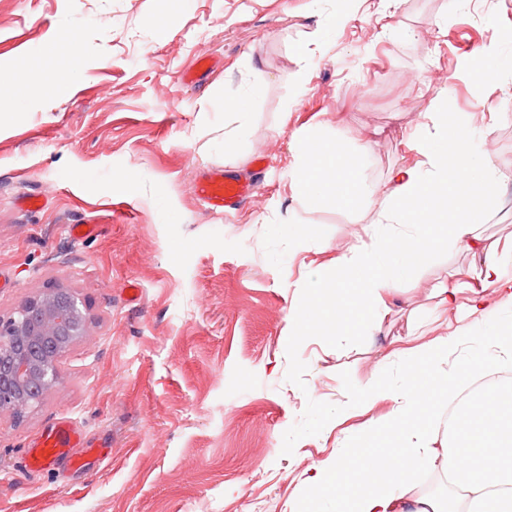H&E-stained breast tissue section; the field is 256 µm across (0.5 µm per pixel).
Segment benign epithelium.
Segmentation results:
<instances>
[{
    "instance_id": "obj_1",
    "label": "benign epithelium",
    "mask_w": 512,
    "mask_h": 512,
    "mask_svg": "<svg viewBox=\"0 0 512 512\" xmlns=\"http://www.w3.org/2000/svg\"><path fill=\"white\" fill-rule=\"evenodd\" d=\"M90 316L71 289L56 285L29 297L13 314L0 316V413L15 417L33 406L37 394L61 380L57 363L35 351L56 344L66 354L88 334Z\"/></svg>"
}]
</instances>
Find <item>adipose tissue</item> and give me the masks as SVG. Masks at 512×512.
<instances>
[{
	"label": "adipose tissue",
	"mask_w": 512,
	"mask_h": 512,
	"mask_svg": "<svg viewBox=\"0 0 512 512\" xmlns=\"http://www.w3.org/2000/svg\"><path fill=\"white\" fill-rule=\"evenodd\" d=\"M424 118L421 161L391 171L363 239L338 255L330 270L302 281L288 303L289 333L302 339L335 336L352 326L378 330L409 264L460 246L470 257L472 280L436 288V305L454 306L468 290L467 313L483 330L487 356L511 365L512 335L487 310L483 292L494 285L512 300V279L504 276L512 249L498 248L479 229L507 173L491 163L485 133L464 116L452 120L431 111ZM368 150V141L358 138L296 131L290 186L316 204L354 207L362 193L360 159ZM465 339L462 332L437 337L429 350L408 356L399 383L369 390V399L393 402L392 412L381 429L360 434L362 454L342 446L305 471L303 512L329 496L338 512H512V383L476 394L452 429L434 430L439 397L449 388L448 357ZM424 466L442 474L447 494L415 491L411 477Z\"/></svg>",
	"instance_id": "adipose-tissue-1"
}]
</instances>
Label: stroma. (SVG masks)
<instances>
[{
  "instance_id": "stroma-1",
  "label": "stroma",
  "mask_w": 512,
  "mask_h": 512,
  "mask_svg": "<svg viewBox=\"0 0 512 512\" xmlns=\"http://www.w3.org/2000/svg\"><path fill=\"white\" fill-rule=\"evenodd\" d=\"M161 3L0 0V64L37 86L81 61L76 82L0 122V315L61 280L93 321L61 384L21 417L0 416V512H290L300 471L393 409H358L359 396L396 381L401 354L467 323L466 295L448 310L433 298L471 276L456 246L411 269L377 335L290 339L291 283L329 270L374 214L363 199L296 195L289 143L301 128L369 138L361 176L378 195L392 167L419 161L423 112L450 99L512 171L502 91L477 95L459 67L512 29V0ZM440 67L447 81L431 78ZM258 80L247 116L225 110ZM229 131L245 152L225 146ZM212 167L256 194L209 211L193 184ZM25 195L44 207L20 209ZM89 221L95 235L68 234ZM303 224L327 249L293 248ZM62 417L97 454L78 469L31 468L28 444Z\"/></svg>"
}]
</instances>
